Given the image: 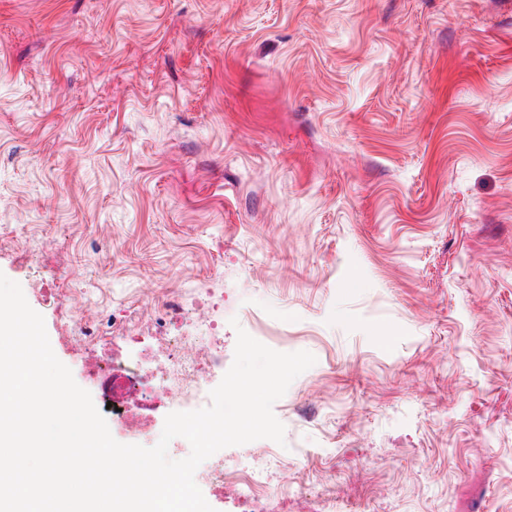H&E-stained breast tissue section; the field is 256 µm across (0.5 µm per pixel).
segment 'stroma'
<instances>
[{"label": "stroma", "mask_w": 512, "mask_h": 512, "mask_svg": "<svg viewBox=\"0 0 512 512\" xmlns=\"http://www.w3.org/2000/svg\"><path fill=\"white\" fill-rule=\"evenodd\" d=\"M0 273L83 383L166 290L315 364L273 406L336 512H512V0H0Z\"/></svg>", "instance_id": "35a3bbf8"}]
</instances>
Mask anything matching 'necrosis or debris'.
<instances>
[{
	"label": "necrosis or debris",
	"instance_id": "necrosis-or-debris-1",
	"mask_svg": "<svg viewBox=\"0 0 512 512\" xmlns=\"http://www.w3.org/2000/svg\"><path fill=\"white\" fill-rule=\"evenodd\" d=\"M161 336L142 331L132 315L112 321L113 340L149 349L164 347V358L136 362L120 353L99 351L101 338L82 319V312L64 307L59 328L63 342L81 347L87 358L85 374L103 402L112 404V423L130 437L150 433L153 415L179 404L206 407L212 379L224 365L222 336L201 303L187 306L181 295H169L158 310ZM277 465L268 453L254 457L243 472L226 471L216 460L208 481L217 490L232 491L244 512H288V493L272 482Z\"/></svg>",
	"mask_w": 512,
	"mask_h": 512
}]
</instances>
